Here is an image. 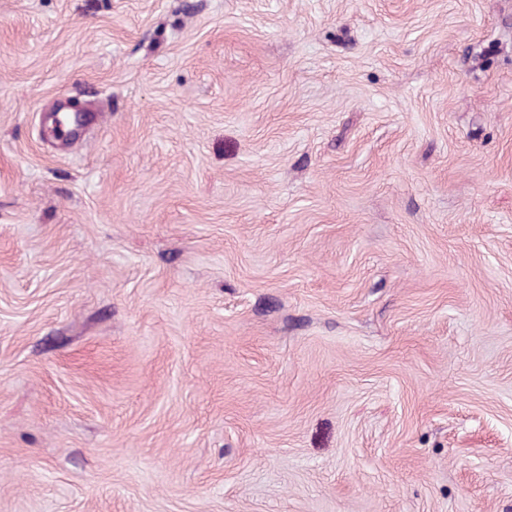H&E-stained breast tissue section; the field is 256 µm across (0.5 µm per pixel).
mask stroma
I'll return each instance as SVG.
<instances>
[{"mask_svg": "<svg viewBox=\"0 0 512 512\" xmlns=\"http://www.w3.org/2000/svg\"><path fill=\"white\" fill-rule=\"evenodd\" d=\"M0 512H512V0H0Z\"/></svg>", "mask_w": 512, "mask_h": 512, "instance_id": "stroma-1", "label": "stroma"}]
</instances>
